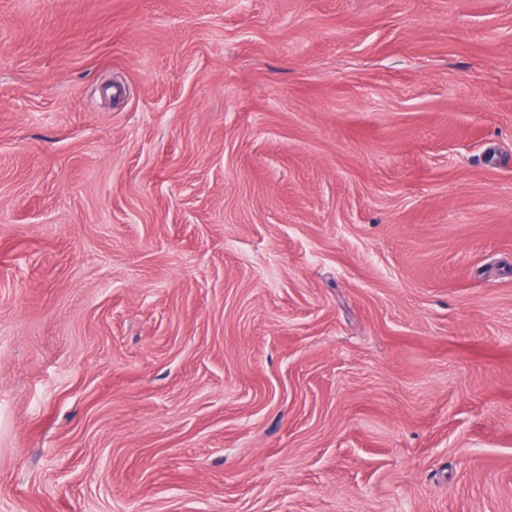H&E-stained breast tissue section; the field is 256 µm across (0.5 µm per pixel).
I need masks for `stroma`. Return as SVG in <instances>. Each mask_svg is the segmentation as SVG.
<instances>
[{
    "mask_svg": "<svg viewBox=\"0 0 512 512\" xmlns=\"http://www.w3.org/2000/svg\"><path fill=\"white\" fill-rule=\"evenodd\" d=\"M0 512H512V0H0Z\"/></svg>",
    "mask_w": 512,
    "mask_h": 512,
    "instance_id": "1",
    "label": "stroma"
}]
</instances>
